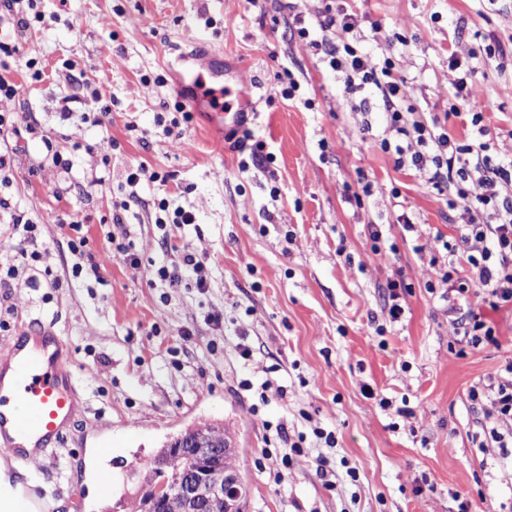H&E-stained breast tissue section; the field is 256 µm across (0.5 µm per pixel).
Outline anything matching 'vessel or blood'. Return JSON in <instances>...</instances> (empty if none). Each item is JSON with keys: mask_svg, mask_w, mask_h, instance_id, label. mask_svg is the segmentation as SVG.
I'll return each mask as SVG.
<instances>
[{"mask_svg": "<svg viewBox=\"0 0 512 512\" xmlns=\"http://www.w3.org/2000/svg\"><path fill=\"white\" fill-rule=\"evenodd\" d=\"M79 384L54 330L36 324L11 336L0 356V448L29 460L60 447L79 410Z\"/></svg>", "mask_w": 512, "mask_h": 512, "instance_id": "obj_1", "label": "vessel or blood"}]
</instances>
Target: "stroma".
Segmentation results:
<instances>
[{
	"label": "stroma",
	"mask_w": 512,
	"mask_h": 512,
	"mask_svg": "<svg viewBox=\"0 0 512 512\" xmlns=\"http://www.w3.org/2000/svg\"><path fill=\"white\" fill-rule=\"evenodd\" d=\"M328 5L357 22L327 39L371 67L391 58L422 117L457 138L466 122L447 110L462 69L476 67L494 105L489 154L512 159V0H35L44 22L19 38V56L42 75L15 74L17 95L0 98L22 131L9 140L16 155L0 195L39 222L34 274L59 285L16 281L0 288V310L9 330L55 326L84 410L55 451L0 465L56 501L52 512H130L138 467L202 422L234 439L246 512H512V458L485 438V411L469 398L512 361V310L475 304L499 343L459 356L448 300L426 284L464 214L381 150L394 133L380 92L346 96L342 73L300 37ZM180 50L208 57L223 85L246 93L247 135L228 136L213 112L183 121L176 88L190 66L176 62ZM160 116L179 119L180 136ZM105 131L109 156L86 151ZM47 137L71 171L44 161ZM255 144L267 161L240 172ZM141 163L161 179L141 181L113 224L112 203ZM100 176L107 186L92 185ZM163 199L196 216L179 243L207 257L206 292L153 284L166 255ZM70 215L88 225L94 254L130 229L139 264L110 251L103 282L74 280L61 226ZM393 280L411 286L398 320ZM107 439L118 489L92 501L86 451ZM293 444L306 461L287 467Z\"/></svg>",
	"instance_id": "1"
}]
</instances>
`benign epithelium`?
<instances>
[{"mask_svg":"<svg viewBox=\"0 0 512 512\" xmlns=\"http://www.w3.org/2000/svg\"><path fill=\"white\" fill-rule=\"evenodd\" d=\"M198 444L193 464L161 482L154 489V494L179 497L186 506V512H201L199 506L211 499L224 500V512H243L240 475L213 464L219 449L206 447L202 438Z\"/></svg>","mask_w":512,"mask_h":512,"instance_id":"1","label":"benign epithelium"}]
</instances>
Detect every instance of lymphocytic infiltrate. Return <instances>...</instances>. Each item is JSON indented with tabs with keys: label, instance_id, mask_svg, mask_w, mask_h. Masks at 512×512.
<instances>
[{
	"label": "lymphocytic infiltrate",
	"instance_id": "f902f5d3",
	"mask_svg": "<svg viewBox=\"0 0 512 512\" xmlns=\"http://www.w3.org/2000/svg\"><path fill=\"white\" fill-rule=\"evenodd\" d=\"M319 46L329 67L344 73L346 94L376 86L382 92L390 126L418 145L417 151L409 153L402 145L385 140L382 149L394 151L397 163H411L437 191H450L449 208L465 211L467 220L460 230V243L449 246L448 266L439 279L449 298L471 297L493 309L512 306V162L495 164L486 154L488 129L478 105L481 94L476 70L467 69L456 82L457 102L450 113L468 118V136L459 141L439 122L413 119L411 88L405 78L395 74L391 60L374 68L367 66L364 56L350 44L338 46L323 40ZM2 211L10 212L9 230L19 239L13 254L0 263V288H8L35 261L36 255L28 251L27 245L36 241L39 226L24 213L12 211L9 200L0 197ZM67 229V245L75 258L73 276L99 275L108 254H88L89 239L82 222L70 221ZM170 251V259L157 270L159 286L178 288L190 278L198 290H207L206 257L175 245ZM462 264L470 272L465 279L458 276Z\"/></svg>",
	"mask_w": 512,
	"mask_h": 512
}]
</instances>
